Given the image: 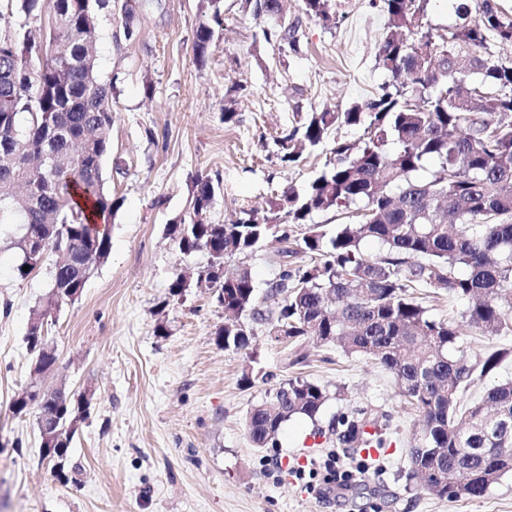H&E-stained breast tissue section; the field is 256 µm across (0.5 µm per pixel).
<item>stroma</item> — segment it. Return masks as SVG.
Wrapping results in <instances>:
<instances>
[{
	"mask_svg": "<svg viewBox=\"0 0 512 512\" xmlns=\"http://www.w3.org/2000/svg\"><path fill=\"white\" fill-rule=\"evenodd\" d=\"M123 0L99 13L97 71L113 87L107 188L122 205L110 221L111 253L81 296L51 311L46 339L57 362L34 378L25 336L32 310L49 293L51 263L28 276L17 267L20 224L0 226V512H512V474L484 496L448 500L408 480L418 411L397 394L390 373L369 358L302 338L285 345L253 324L248 349L215 342L224 309L207 285L181 298L168 285L197 272L205 254L180 257L165 234L185 211L193 175L218 180L212 223L240 207L264 210L272 191L303 188L323 156L281 162L275 136L308 112L345 109L379 92L378 64L387 27L380 0H344L346 17L328 27L286 0L299 47L277 51L263 37L267 17L245 0H224L205 63L193 34L201 0H137V30L125 37ZM246 94H236V87ZM237 119L225 123L224 102ZM278 242L227 257L248 266L265 298L283 262ZM326 390L316 418L285 422L279 447L258 449L247 436L248 411L291 379ZM66 392L92 390L66 458L43 460L35 413L13 401L32 382ZM368 409L389 440L376 455L337 445L336 416ZM336 453L365 463L362 480L321 495L297 467Z\"/></svg>",
	"mask_w": 512,
	"mask_h": 512,
	"instance_id": "stroma-1",
	"label": "stroma"
}]
</instances>
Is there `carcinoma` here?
Masks as SVG:
<instances>
[{"mask_svg": "<svg viewBox=\"0 0 512 512\" xmlns=\"http://www.w3.org/2000/svg\"><path fill=\"white\" fill-rule=\"evenodd\" d=\"M388 16L378 61L391 82L382 93L343 111L308 113L278 138L280 160L295 163L303 153L325 152L321 173L302 190L272 192L263 214L241 207L222 224L207 222L215 188L211 177L191 179L183 220L165 225L184 257L203 252L199 273L244 254L273 237L279 255L314 258L292 262L256 305L251 270L224 273L217 300L237 318L217 331L224 349L248 348L251 323L266 326L282 342L312 337L340 344L390 372L400 396L421 413L422 436L409 452L412 476L439 498L481 497L512 473V380L473 400L468 390L512 354L507 349L471 359L456 354L467 328L484 336L512 334V315L500 306L512 300V63L488 51L487 36L512 46V16L496 0L482 15L444 33L423 24L426 0H382ZM305 13L325 25L344 17L337 0H303ZM109 0H3L0 16L28 21L48 17L41 40L25 34L0 38V222L20 217L18 245L31 240L38 252L58 255L53 263L43 314L74 301L87 280L77 265L93 252L104 263L111 237L90 226L77 197L93 212L111 216L121 200L106 189L103 162L111 152L112 85L97 75L94 44L98 11ZM253 12L280 18L282 0H253ZM208 19L196 27V61L205 60L224 0H207ZM299 22H280L264 32L279 49L298 43ZM24 121H19L20 116ZM364 128L358 142L335 139L339 127ZM398 145L394 152L389 144ZM50 154L64 165L61 176L30 168L27 159ZM435 169L420 176L428 163ZM336 212L349 222L327 229L314 217ZM376 242L370 257L362 243ZM425 288L468 300L461 320H438L413 289ZM40 375L56 362L45 342L26 334ZM326 391L311 381L288 380L247 415L257 448L277 444L282 425L297 415L315 418ZM14 412L70 424L82 419L81 397L17 398ZM367 411L336 420L339 444L383 448V433L366 431ZM74 432L40 442L43 456L60 459Z\"/></svg>", "mask_w": 512, "mask_h": 512, "instance_id": "obj_1", "label": "carcinoma"}]
</instances>
